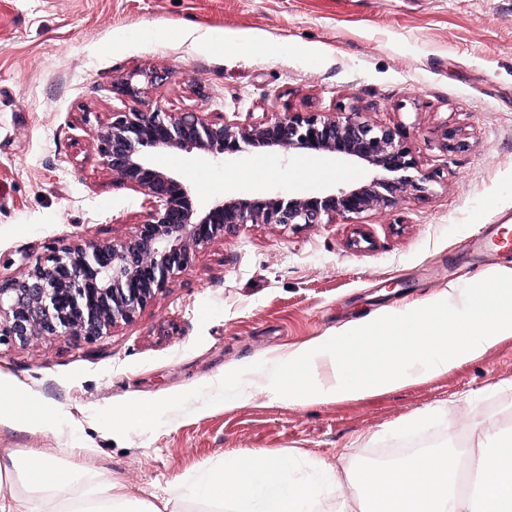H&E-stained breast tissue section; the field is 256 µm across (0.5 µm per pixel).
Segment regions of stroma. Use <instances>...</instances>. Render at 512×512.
I'll return each instance as SVG.
<instances>
[{"label":"stroma","instance_id":"35a3bbf8","mask_svg":"<svg viewBox=\"0 0 512 512\" xmlns=\"http://www.w3.org/2000/svg\"><path fill=\"white\" fill-rule=\"evenodd\" d=\"M214 30L252 41L215 45ZM137 68L166 73L142 101L172 113L243 122L353 104L402 129L427 190L332 224L246 225L198 250L133 322L96 342H0V392L16 393L31 418L54 417L44 430L1 420L0 452L72 449L71 469L147 502L231 454L291 457L302 478L331 463L351 478L321 497L320 512H339L371 446L416 427L450 449L459 429L512 425V337L447 374L357 400L291 407L260 394L172 413L124 439L93 417L214 385L229 367L512 267L511 256L462 248L512 220V0H0L1 277L82 239L119 242L146 220L144 196L99 164L92 133L136 107L112 85ZM151 158L202 206L368 175L297 151ZM303 165L332 175L299 178ZM360 236L368 244L353 247Z\"/></svg>","mask_w":512,"mask_h":512}]
</instances>
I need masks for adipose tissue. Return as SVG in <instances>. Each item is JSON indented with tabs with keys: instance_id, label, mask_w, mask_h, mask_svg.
Instances as JSON below:
<instances>
[{
	"instance_id": "ef3b65f1",
	"label": "adipose tissue",
	"mask_w": 512,
	"mask_h": 512,
	"mask_svg": "<svg viewBox=\"0 0 512 512\" xmlns=\"http://www.w3.org/2000/svg\"><path fill=\"white\" fill-rule=\"evenodd\" d=\"M340 483L330 465L313 482L299 478L283 457L234 456L220 468L203 471L185 494L219 508L230 499L242 512H309L318 489L331 493ZM14 484L22 490L0 497V512H160L96 473L79 474L44 456L0 454V487ZM359 484L362 500L343 505L340 512H512V428L481 423L466 491L456 487L451 457L438 451L421 452L400 465L368 468Z\"/></svg>"
}]
</instances>
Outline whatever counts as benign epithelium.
Here are the masks:
<instances>
[{"mask_svg": "<svg viewBox=\"0 0 512 512\" xmlns=\"http://www.w3.org/2000/svg\"><path fill=\"white\" fill-rule=\"evenodd\" d=\"M156 79L135 69L117 87L134 96L133 80ZM100 163L151 209L119 243L91 240L63 247L26 265L19 277L0 278V340L21 345L48 336L94 342L129 323L187 266L195 253L247 224L297 228L386 210L427 191V177L402 131L364 120L355 107L335 112H285L255 123L212 121L196 112L177 115L146 103L112 113L94 134ZM197 150L233 158L251 149L306 151L343 158L372 177L331 193L299 197L234 196L198 212L189 186L155 166L146 150Z\"/></svg>", "mask_w": 512, "mask_h": 512, "instance_id": "obj_1", "label": "benign epithelium"}]
</instances>
